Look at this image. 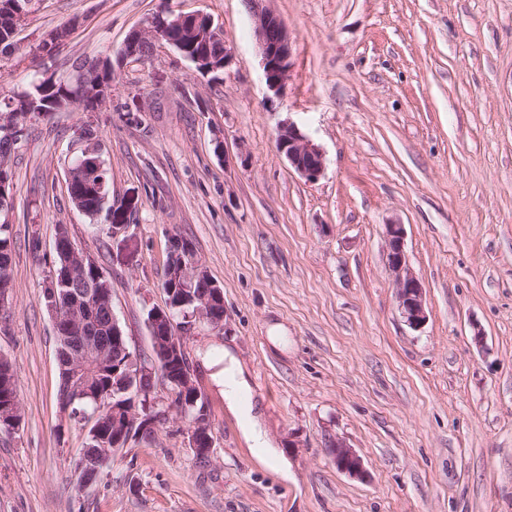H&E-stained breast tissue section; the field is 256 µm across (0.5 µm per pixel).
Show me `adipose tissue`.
Masks as SVG:
<instances>
[{
  "label": "adipose tissue",
  "mask_w": 512,
  "mask_h": 512,
  "mask_svg": "<svg viewBox=\"0 0 512 512\" xmlns=\"http://www.w3.org/2000/svg\"><path fill=\"white\" fill-rule=\"evenodd\" d=\"M248 389L243 370L232 352L224 354V397L229 410L241 419L242 436L249 445L262 449V459L266 462H277L278 456L265 437L257 415L252 407L243 406L242 395Z\"/></svg>",
  "instance_id": "ef3b65f1"
}]
</instances>
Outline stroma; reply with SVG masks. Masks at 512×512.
Wrapping results in <instances>:
<instances>
[{
	"instance_id": "obj_1",
	"label": "stroma",
	"mask_w": 512,
	"mask_h": 512,
	"mask_svg": "<svg viewBox=\"0 0 512 512\" xmlns=\"http://www.w3.org/2000/svg\"><path fill=\"white\" fill-rule=\"evenodd\" d=\"M291 67L265 84L247 0H33L0 52V99L37 74L117 55L162 9L202 12L233 62L218 79L167 45L123 62L99 112L29 124L12 158L13 288L0 356L19 429L0 431V512H512V0H265ZM75 22L54 56L37 47ZM293 122L324 151L313 182L276 148ZM100 146L115 223L71 203L72 157ZM405 227L427 320L397 308L384 227ZM112 285V310L149 358L168 240L190 241L224 292L226 325L186 352L210 411V458L182 425L115 454L80 486L86 432L58 404V343L43 290L57 225ZM231 350L284 470L249 447L224 401ZM344 439L366 476L336 469Z\"/></svg>"
}]
</instances>
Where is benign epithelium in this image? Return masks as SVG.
<instances>
[{
	"label": "benign epithelium",
	"mask_w": 512,
	"mask_h": 512,
	"mask_svg": "<svg viewBox=\"0 0 512 512\" xmlns=\"http://www.w3.org/2000/svg\"><path fill=\"white\" fill-rule=\"evenodd\" d=\"M253 19L261 49L266 86L268 90L279 94L286 85L290 69L291 47L288 30L281 19L265 10L255 11ZM171 27L181 28L184 34L198 42L207 41L211 35L218 32L213 19L203 13L174 14L165 10L150 17L142 27L133 30L126 38L119 56L139 62L148 59L150 53L147 52V48L153 49L164 43L165 32ZM90 68L91 63H81L74 66L70 76L73 81L83 84L84 95L79 103L84 104L90 100L99 105L108 96V91L101 92L97 88H89L87 77ZM276 146L289 165L305 179L315 181L323 174L325 155L322 148L301 133L294 124L285 122L278 126ZM404 240V225H385L386 261L393 274L397 306L404 322L409 327L418 329L425 323L427 312L422 284L407 262ZM54 249L76 260L83 271L97 267L94 259L78 251L67 235L55 238ZM201 270L202 260L196 256L182 255L173 266L172 275L184 291L191 293L196 281L201 279ZM46 287L49 288L48 309L56 335L69 338L76 332L80 333L69 353L75 385L68 400L60 403L63 414L68 416L74 403L87 397L84 365L101 358L102 350L97 337L83 331L85 319L82 318L78 307L61 308L54 303L55 274L49 275ZM197 301L199 305L194 313L187 315L179 325L175 324L168 310L164 308H154L150 311L147 327L152 339V355L149 359L139 362L143 374L150 379L154 380L156 375L163 374L161 365H169L173 359H178L185 353L187 340L197 325L204 323L214 329L224 328V295L222 290L217 288V284H211L204 295L197 297ZM144 407L143 415L134 407H112V452L115 453L134 443V431L137 429L158 430V427L169 419L170 411L174 409L185 424L184 433L187 435L188 446L195 451L203 452L207 457L210 456L213 440L208 409H203L199 417L191 415L182 396L171 407H161L155 399L147 400ZM327 448L337 470L353 478H364L362 459L345 440L339 437L331 439Z\"/></svg>",
	"instance_id": "1"
}]
</instances>
